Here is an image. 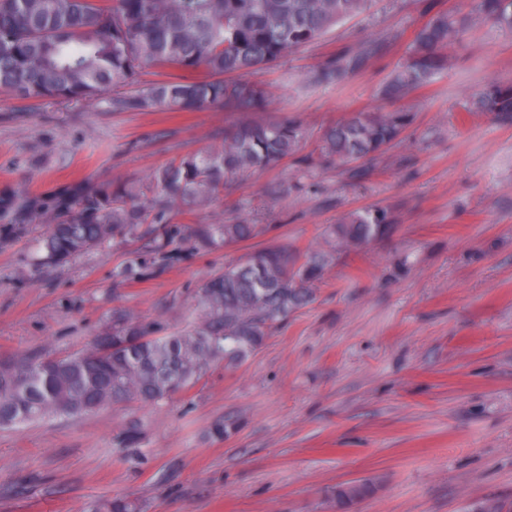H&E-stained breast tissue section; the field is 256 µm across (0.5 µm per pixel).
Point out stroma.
I'll return each mask as SVG.
<instances>
[{
    "mask_svg": "<svg viewBox=\"0 0 512 512\" xmlns=\"http://www.w3.org/2000/svg\"><path fill=\"white\" fill-rule=\"evenodd\" d=\"M470 0H375L253 81L270 92L259 121L301 116L311 131L353 112L404 108L401 143L348 179L342 167L304 173L295 158L230 180L223 198L176 224L263 225L257 238L184 252L149 278L114 275L128 243L40 267L44 228L0 220V357L64 356L123 308L159 333L190 327L197 288L225 262L264 247L328 248L346 213L386 209L381 239L337 255L312 302L288 315L245 361L217 363L157 406L135 402L81 418L0 430V512H84L129 497L143 512H336L337 486L373 480L351 512H471L512 502V124L463 106L512 82V31L468 30L448 70L407 96L385 88L419 28ZM378 53L341 84L313 72L337 50ZM237 121L199 112H104L91 103L0 95V195L47 201L67 188L145 183ZM223 420L227 432L210 427ZM144 432L127 460L113 441Z\"/></svg>",
    "mask_w": 512,
    "mask_h": 512,
    "instance_id": "1",
    "label": "stroma"
}]
</instances>
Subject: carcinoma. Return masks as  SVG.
<instances>
[{"instance_id":"cac0c4a2","label":"carcinoma","mask_w":512,"mask_h":512,"mask_svg":"<svg viewBox=\"0 0 512 512\" xmlns=\"http://www.w3.org/2000/svg\"><path fill=\"white\" fill-rule=\"evenodd\" d=\"M373 0H0V94L61 103L93 101L105 112H198L222 108L240 121L204 152L183 155L152 171L144 187L113 182L75 189L50 205L19 204L0 196V215L45 227L43 264H60L111 240L149 237L115 272L141 279L152 267L193 249L248 241L260 224L171 223L174 212L217 200L230 178L269 169L299 151L309 134L297 116L259 123L268 92L244 79L330 28L368 12ZM473 24L512 29V0H472L469 16L433 15L417 32L407 58L386 89L405 96L448 69V48ZM375 51L365 43L330 57L312 80L333 83L358 69ZM169 69L166 78L141 83L142 70ZM473 112L512 121V84L491 83ZM414 113L404 109L357 112L325 127L319 155L300 158L364 163L401 141ZM391 219L380 208L349 214L332 226L336 246L348 250L382 237ZM331 259L327 253L288 257L263 248L200 285L201 311L187 332L159 336L154 326L124 309L112 311L89 346L61 357L0 358V429L70 419L115 404L154 406L197 383L211 365L241 362L258 351L278 323L309 304L313 286ZM143 431L117 434V448L135 452ZM371 491L367 482L336 489L345 509ZM87 512H142L126 497L94 502Z\"/></svg>"}]
</instances>
